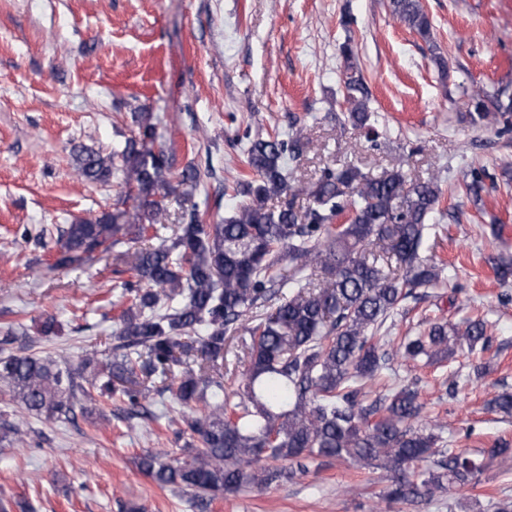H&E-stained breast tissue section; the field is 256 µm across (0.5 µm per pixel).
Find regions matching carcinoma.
Segmentation results:
<instances>
[{
	"instance_id": "carcinoma-1",
	"label": "carcinoma",
	"mask_w": 512,
	"mask_h": 512,
	"mask_svg": "<svg viewBox=\"0 0 512 512\" xmlns=\"http://www.w3.org/2000/svg\"><path fill=\"white\" fill-rule=\"evenodd\" d=\"M392 16L424 40L431 22L422 0H389ZM345 103L354 126H370L363 75L345 44ZM493 108L478 99L471 120L512 130V96L498 90ZM108 154L82 146L78 175L111 178L137 191L127 223L104 212L59 230L57 264L91 258L107 242L159 243L116 255L130 277V300L119 316L111 358L88 353L72 371L52 356L0 357V386L9 400L47 422L70 419L96 397L117 398L131 416H150V388L160 384L194 435L180 454L146 453L139 468L163 487L197 497L261 490L305 474L321 458L386 472L384 497L419 503L456 486L476 484L483 466L461 448H439L440 426L421 424L424 405L416 384L397 385L369 402L365 387L395 358L443 362L457 351L489 343L484 319L431 322L401 337L388 351L378 330L399 304L439 281L421 258L432 214L441 197L437 177H413L402 167L375 175L351 162L327 167L303 189L310 204L267 201L294 194L285 160L298 158L303 129L291 136L249 141L244 164L249 199L222 224H208L196 205L182 213L171 238L162 236L169 198L189 200L199 169L176 168L165 149L146 148L154 135L150 115ZM262 313L256 315L254 311ZM245 328L249 368L224 385V341Z\"/></svg>"
}]
</instances>
